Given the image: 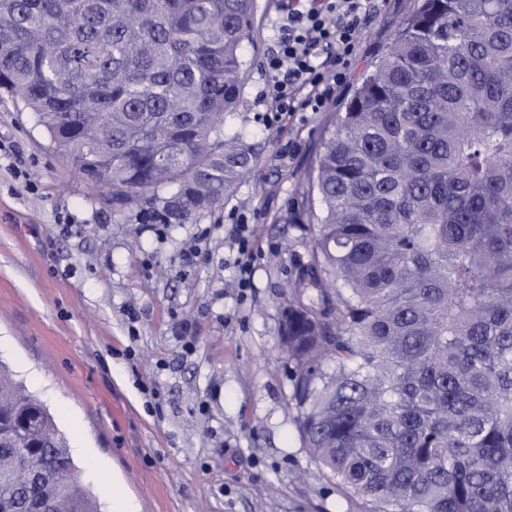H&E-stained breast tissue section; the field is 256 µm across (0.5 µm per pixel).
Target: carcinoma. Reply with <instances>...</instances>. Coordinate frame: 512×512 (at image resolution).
<instances>
[{
    "instance_id": "obj_1",
    "label": "carcinoma",
    "mask_w": 512,
    "mask_h": 512,
    "mask_svg": "<svg viewBox=\"0 0 512 512\" xmlns=\"http://www.w3.org/2000/svg\"><path fill=\"white\" fill-rule=\"evenodd\" d=\"M253 26L254 0H0V94L113 212L193 223L261 165L232 124ZM279 221L312 232L279 301L309 460L367 512H512V0H414ZM11 416L60 474L0 442V512H101L0 362Z\"/></svg>"
}]
</instances>
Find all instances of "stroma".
I'll return each mask as SVG.
<instances>
[{
    "label": "stroma",
    "mask_w": 512,
    "mask_h": 512,
    "mask_svg": "<svg viewBox=\"0 0 512 512\" xmlns=\"http://www.w3.org/2000/svg\"><path fill=\"white\" fill-rule=\"evenodd\" d=\"M412 0H371L349 87L392 41ZM280 25L255 0L236 126L264 141L255 177L194 224L113 212L77 178L31 112L0 96V362L49 409L82 483L141 512H365L310 465L288 418L277 297L293 272L269 265L309 239L277 218L318 149L327 112L266 124L265 58ZM253 229L246 294L232 286L235 226ZM210 257L188 264L182 250Z\"/></svg>",
    "instance_id": "35a3bbf8"
}]
</instances>
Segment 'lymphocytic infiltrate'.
<instances>
[{"instance_id": "lymphocytic-infiltrate-1", "label": "lymphocytic infiltrate", "mask_w": 512, "mask_h": 512, "mask_svg": "<svg viewBox=\"0 0 512 512\" xmlns=\"http://www.w3.org/2000/svg\"><path fill=\"white\" fill-rule=\"evenodd\" d=\"M366 0H277L279 35L266 58L269 122L320 112L346 85L367 23Z\"/></svg>"}]
</instances>
